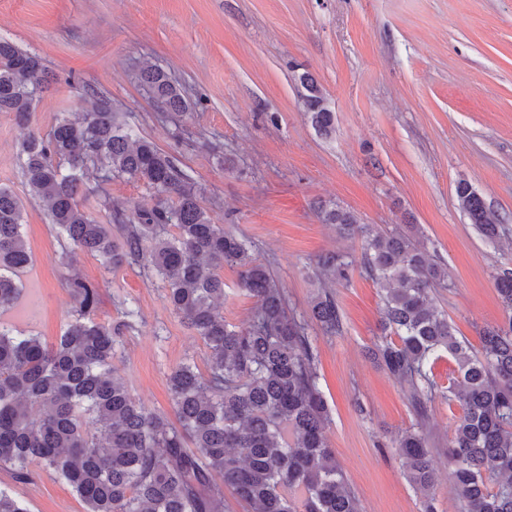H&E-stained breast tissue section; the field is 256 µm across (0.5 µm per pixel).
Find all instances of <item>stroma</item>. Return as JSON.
<instances>
[{
	"label": "stroma",
	"mask_w": 512,
	"mask_h": 512,
	"mask_svg": "<svg viewBox=\"0 0 512 512\" xmlns=\"http://www.w3.org/2000/svg\"><path fill=\"white\" fill-rule=\"evenodd\" d=\"M0 36L39 54L55 76L27 126L0 113V185L21 201L32 255L0 321L55 344L75 314L66 281L77 274L99 286L98 320L135 312L113 361L135 399L172 415L171 372L205 366L203 342L162 281L139 264L115 268L73 252L25 184L16 152L26 132L49 133L61 113L88 109L79 86L90 84L193 178L213 220L268 266L288 314L308 316L321 256L353 263L349 281L333 288L341 334L309 330L328 441L364 512H421L390 442L424 428L438 510L458 512L444 451L461 407L439 397L418 418L403 388L367 359L381 334V292L360 270L362 238L340 237L315 206L339 203L379 230L417 225L421 244L448 269L434 303L480 351L484 329L503 320L495 280L512 270V0H0ZM148 65L185 88L193 106L182 121L166 118L139 85ZM304 73L334 114L330 135L305 110ZM462 181L499 215L500 240H485L459 208ZM88 184L82 204L97 219L106 198L129 215L154 202L124 176L93 174ZM0 487L29 512H83L48 471L21 481L0 468Z\"/></svg>",
	"instance_id": "1"
}]
</instances>
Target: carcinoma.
Wrapping results in <instances>:
<instances>
[{
	"instance_id": "obj_1",
	"label": "carcinoma",
	"mask_w": 512,
	"mask_h": 512,
	"mask_svg": "<svg viewBox=\"0 0 512 512\" xmlns=\"http://www.w3.org/2000/svg\"><path fill=\"white\" fill-rule=\"evenodd\" d=\"M52 80L39 55L0 37V112L27 122ZM140 80L169 116L187 114L185 91L168 72L147 66ZM299 82L311 123L330 134L334 116L321 88L306 73ZM83 91L92 100L90 118L63 113L47 135L20 142L26 185L73 248L115 267L140 263L161 278L169 303L207 348L206 372L186 363L170 374L174 423L136 401L112 368L132 324L97 320L98 285L74 276L67 287L77 316L56 344L0 325V467L19 480L30 479L34 467L53 471L85 512H224L227 490L248 512H363L325 434L330 409L308 322L287 314L269 268L214 223L174 158L138 136L111 97L91 85ZM91 169L104 181L127 175L143 182L155 204L137 209L128 224L108 201V222L100 223L79 202ZM456 194L476 230L498 239L502 225L477 192L461 182ZM318 214L342 237L366 236L362 263L382 292L384 330L370 358L406 386L419 418L438 395L462 407L448 466L463 512H512V272L496 279L503 322L485 329L476 354L432 302L448 271L419 247L415 225L368 234L336 203ZM22 224L18 197L0 185V312L13 306L19 273L32 261ZM226 265L238 269L241 290L255 300L244 327L226 323L220 311ZM319 268L325 282L349 277V264L336 254L321 257ZM311 314L324 333L341 331L328 289L317 290ZM444 351L460 372L446 390L428 369ZM394 447L423 495L422 512H437L427 435L407 431ZM0 512L28 509L0 488Z\"/></svg>"
}]
</instances>
